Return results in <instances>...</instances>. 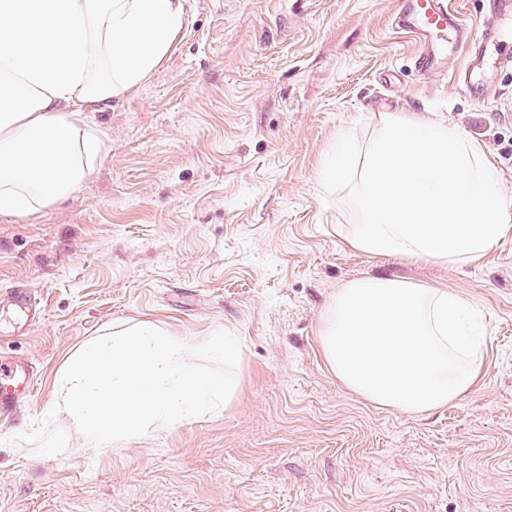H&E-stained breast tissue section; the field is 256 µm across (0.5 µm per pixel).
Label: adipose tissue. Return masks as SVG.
Listing matches in <instances>:
<instances>
[{
	"label": "adipose tissue",
	"instance_id": "ef3b65f1",
	"mask_svg": "<svg viewBox=\"0 0 512 512\" xmlns=\"http://www.w3.org/2000/svg\"><path fill=\"white\" fill-rule=\"evenodd\" d=\"M183 23L181 0H0V216L80 187L103 148L92 114L148 80ZM478 334L455 293L372 277L337 290L317 344L345 389L421 416L473 387L458 360Z\"/></svg>",
	"mask_w": 512,
	"mask_h": 512
}]
</instances>
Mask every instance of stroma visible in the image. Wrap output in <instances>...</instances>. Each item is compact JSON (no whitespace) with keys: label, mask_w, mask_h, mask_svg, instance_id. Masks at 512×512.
<instances>
[{"label":"stroma","mask_w":512,"mask_h":512,"mask_svg":"<svg viewBox=\"0 0 512 512\" xmlns=\"http://www.w3.org/2000/svg\"><path fill=\"white\" fill-rule=\"evenodd\" d=\"M149 78L95 113L106 148L63 204L0 216V354L37 384L0 422V512H512V234L445 266L351 248L347 192L319 167L340 136L368 149L383 122L421 117L476 141L512 203V73L480 99L468 51L424 77L392 25L400 0H182ZM373 275L445 288L486 324L478 381L422 417L344 389L317 349L338 288ZM148 322L192 345L235 336L220 413L92 445L49 416L73 358ZM56 455L12 436L45 419Z\"/></svg>","instance_id":"35a3bbf8"}]
</instances>
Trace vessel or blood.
Wrapping results in <instances>:
<instances>
[{
    "mask_svg": "<svg viewBox=\"0 0 512 512\" xmlns=\"http://www.w3.org/2000/svg\"><path fill=\"white\" fill-rule=\"evenodd\" d=\"M489 5L479 43L494 45L498 63L512 68V0H489ZM393 24L412 35L419 46L418 65L428 73L445 65L446 35L466 32L463 19L448 0H403ZM33 376L32 366L0 359V420L16 411L19 391L32 390Z\"/></svg>",
    "mask_w": 512,
    "mask_h": 512,
    "instance_id": "vessel-or-blood-1",
    "label": "vessel or blood"
}]
</instances>
